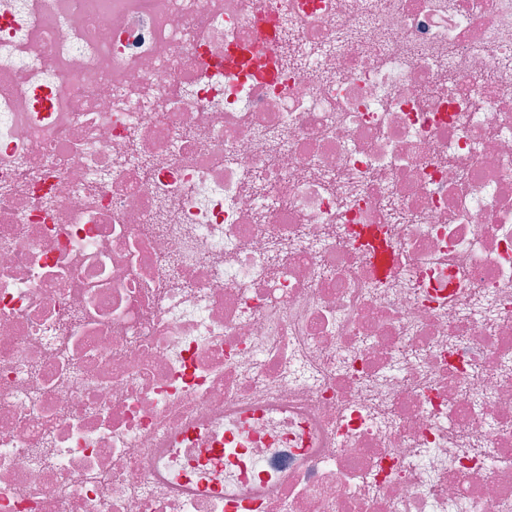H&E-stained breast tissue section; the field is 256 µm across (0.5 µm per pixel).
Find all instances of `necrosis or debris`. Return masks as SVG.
<instances>
[{
	"instance_id": "obj_1",
	"label": "necrosis or debris",
	"mask_w": 512,
	"mask_h": 512,
	"mask_svg": "<svg viewBox=\"0 0 512 512\" xmlns=\"http://www.w3.org/2000/svg\"><path fill=\"white\" fill-rule=\"evenodd\" d=\"M244 415L254 512H512V0H0V512Z\"/></svg>"
}]
</instances>
